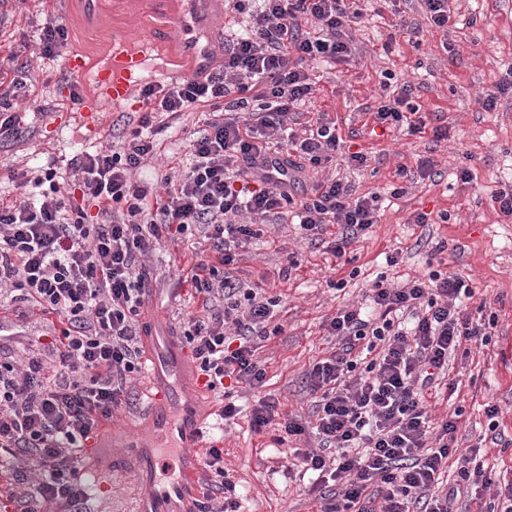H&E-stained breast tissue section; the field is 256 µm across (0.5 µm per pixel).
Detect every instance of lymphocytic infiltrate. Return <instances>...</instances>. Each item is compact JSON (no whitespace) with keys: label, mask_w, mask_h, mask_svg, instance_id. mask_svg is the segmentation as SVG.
Here are the masks:
<instances>
[{"label":"lymphocytic infiltrate","mask_w":512,"mask_h":512,"mask_svg":"<svg viewBox=\"0 0 512 512\" xmlns=\"http://www.w3.org/2000/svg\"><path fill=\"white\" fill-rule=\"evenodd\" d=\"M360 0H232L244 27L224 44V61L180 81L149 82L139 90L145 110L118 140L82 151L69 176L53 168L25 171L36 195L0 203V291L19 302V318L52 314L59 329L29 341L25 360L0 347V457L17 512H89V488L79 461L94 447L101 423L128 403L145 367L143 341L154 324L145 290L154 269L148 257L165 238L202 233L210 253H192L184 277L202 309L188 313L179 333L210 391L222 393V422L240 413L233 388L260 397L250 425L288 445L289 467L334 482L316 498L317 512H455L457 498L482 488L512 503V470L485 468L476 449L459 454L462 408L433 422L430 400L440 385L456 392L448 359L488 346L498 319L483 306L468 308L473 289L439 270L392 286L376 281L373 314L345 305L323 327L336 346L306 372L314 397L308 417L284 415L266 394L259 354L284 331L277 298L260 284L243 285L226 269L240 248L267 224L294 213L301 239L326 243L342 258L378 217V194L356 197L349 182L326 173L336 156L362 168L365 151L346 152L327 113L301 132L290 131L293 112L315 91L311 62L329 65L355 53L353 29ZM11 50L7 91L0 93V141L22 135L13 101L31 95L29 63ZM402 85L381 99L373 121L408 134L432 128L429 112L409 102ZM204 121L188 142L191 163L156 182L138 172L160 151L158 129L185 113ZM323 169L309 196L294 201L291 187L307 169ZM78 183L96 202L101 220L90 224L70 196ZM337 233H329V226ZM314 438L315 447L293 446ZM461 456L457 481L442 474ZM195 512H241L237 483L224 468V451L206 448Z\"/></svg>","instance_id":"1"}]
</instances>
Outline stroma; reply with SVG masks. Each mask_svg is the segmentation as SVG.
Masks as SVG:
<instances>
[{"label": "stroma", "instance_id": "35a3bbf8", "mask_svg": "<svg viewBox=\"0 0 512 512\" xmlns=\"http://www.w3.org/2000/svg\"><path fill=\"white\" fill-rule=\"evenodd\" d=\"M447 31L429 27L419 0H408L409 21L418 34L393 32L390 0H369L357 26V54L346 63L317 70V92L307 104L309 115L329 113L345 145L366 148L365 168L338 165L357 194H380L377 224L357 243L346 265H338L324 246L299 242L292 224L272 226L253 240L237 265L236 274L254 283L266 280L270 293L279 295L285 331L273 338L264 352L267 390L276 394L290 413L307 412L309 389L305 373L325 356L332 342L323 320L346 303H359L377 277L399 283L431 270L462 276L498 315L491 344L455 360L453 367L463 380L456 393L439 388L432 398V416L439 419L463 407L458 446L472 445L487 428L486 404L499 408L500 432L512 440V221L497 214L492 195L512 186V95L501 97L493 112L481 111L479 96L495 92L506 68L512 65V0H451ZM182 0H166L161 14L145 13L140 0H124L113 6L104 0L94 17H86L81 0L55 5L52 0H9L0 8V61L11 48L35 38L39 23H61L66 45L54 59L32 58L38 86L24 108L28 113L24 133L17 141L0 143V198L20 201L28 187L10 178L11 173L46 166L56 161L65 166L82 150L119 135L127 117L143 109L138 98L123 106L103 105L91 118L77 115L71 91L88 95L92 85L86 74L71 73L65 58L82 55L89 69L112 50V36L135 37L153 29H165L158 45L164 59L182 58L178 37ZM452 43L447 53L444 43ZM393 84H409L411 101L436 113L438 124L447 126V139L431 133L408 135L374 127L371 110L383 94L384 78ZM428 158L439 172L432 179L407 180L399 167L416 171ZM469 168L473 179L462 183L458 167ZM424 211L439 215L434 224H415L411 217ZM295 250L300 265L290 278H279L282 253ZM397 254V265L385 261ZM185 241H164L155 258L149 315L153 321L178 328L184 314L197 307L189 287L183 284ZM349 278L343 290L327 286L333 267ZM24 331L29 338L53 333V318L34 315L20 322L9 296H0V333ZM244 410L224 431V467L234 476L246 512H312L308 479L283 471L282 447L269 435L254 432L247 417L256 395L249 388L237 390ZM113 450L107 443L88 449L80 469L94 487L91 512H133L143 485L157 482L161 471H113L100 479L96 466H109Z\"/></svg>", "mask_w": 512, "mask_h": 512}]
</instances>
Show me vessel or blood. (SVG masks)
I'll return each instance as SVG.
<instances>
[{"mask_svg": "<svg viewBox=\"0 0 512 512\" xmlns=\"http://www.w3.org/2000/svg\"><path fill=\"white\" fill-rule=\"evenodd\" d=\"M220 3L221 0H185L186 18L182 31L186 51L194 61H203L206 55L205 49L198 46L199 33ZM159 42L155 35L135 40L115 38L111 54L92 72L88 71L83 57L70 55L66 60L69 70L92 74L95 96L85 104V111H96L102 103L126 101L135 87L159 70L156 55ZM146 347L148 371L153 380L149 398L155 449L142 454L141 460L147 466H155L163 461L162 450L171 449L176 453L178 472L170 481L150 486L139 500L137 509L147 512L152 507L156 512H166L172 496L185 497L198 488L200 463L196 451L204 446L203 420L189 394L193 362L179 336L168 331L154 335L147 340Z\"/></svg>", "mask_w": 512, "mask_h": 512, "instance_id": "b4317fda", "label": "vessel or blood"}]
</instances>
